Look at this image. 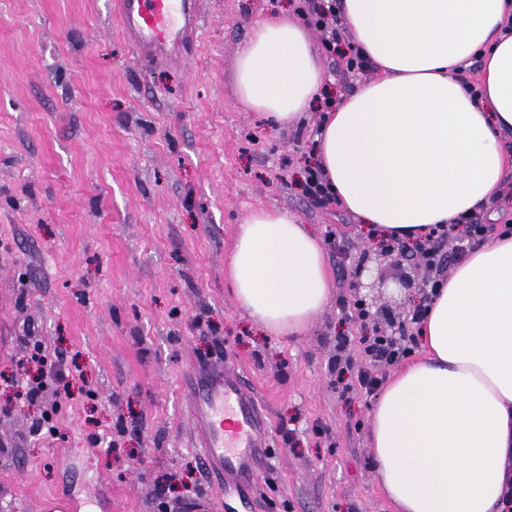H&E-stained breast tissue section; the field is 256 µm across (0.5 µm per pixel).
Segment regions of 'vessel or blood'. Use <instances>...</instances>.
I'll list each match as a JSON object with an SVG mask.
<instances>
[{"instance_id": "obj_1", "label": "vessel or blood", "mask_w": 512, "mask_h": 512, "mask_svg": "<svg viewBox=\"0 0 512 512\" xmlns=\"http://www.w3.org/2000/svg\"><path fill=\"white\" fill-rule=\"evenodd\" d=\"M201 0H115L125 39L139 64L180 61L201 27ZM190 423L201 460L235 512H250L272 437L251 387L239 373L196 366L188 377Z\"/></svg>"}]
</instances>
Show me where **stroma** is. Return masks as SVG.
Instances as JSON below:
<instances>
[{
  "label": "stroma",
  "instance_id": "obj_1",
  "mask_svg": "<svg viewBox=\"0 0 512 512\" xmlns=\"http://www.w3.org/2000/svg\"><path fill=\"white\" fill-rule=\"evenodd\" d=\"M110 2L0 0V512H164L218 494L182 390L186 368L210 363L247 379L275 430L251 512H395L368 444L375 398L356 374L361 337L391 335L414 305L392 288L391 318L360 321L352 283L358 269L392 280L422 260L377 259L343 204L301 196L322 108L280 129L236 86L255 25L300 0H203L193 57L146 69ZM319 59L335 98L374 76ZM259 207L324 242L332 295L298 336L262 333L230 289L239 227ZM28 332L67 374L38 407L7 382L36 373ZM44 410L57 435H29Z\"/></svg>",
  "mask_w": 512,
  "mask_h": 512
}]
</instances>
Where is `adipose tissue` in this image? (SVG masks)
<instances>
[{
    "label": "adipose tissue",
    "mask_w": 512,
    "mask_h": 512,
    "mask_svg": "<svg viewBox=\"0 0 512 512\" xmlns=\"http://www.w3.org/2000/svg\"><path fill=\"white\" fill-rule=\"evenodd\" d=\"M376 73L337 102L316 160L346 209L383 237L422 238L500 195L512 158V0H342ZM479 64V85L463 76ZM322 72L297 19L259 22L236 69L240 99L285 127L319 96ZM235 299L273 336L301 333L331 282L319 240L257 209L228 262ZM424 356L372 410L375 471L396 512H501L512 479V236L460 259L427 302Z\"/></svg>",
    "instance_id": "1"
}]
</instances>
